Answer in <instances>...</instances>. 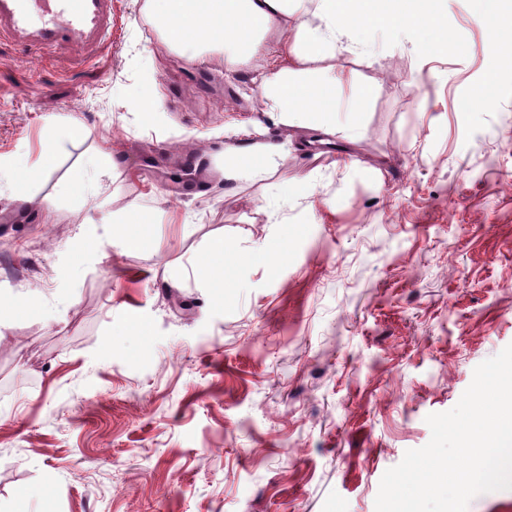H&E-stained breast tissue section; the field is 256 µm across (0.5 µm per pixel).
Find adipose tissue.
Returning <instances> with one entry per match:
<instances>
[{
  "mask_svg": "<svg viewBox=\"0 0 512 512\" xmlns=\"http://www.w3.org/2000/svg\"><path fill=\"white\" fill-rule=\"evenodd\" d=\"M440 0H142L141 13L171 51L213 49L233 69L266 48L269 34H279L282 64L265 68L258 89L265 111L282 123L330 133L338 113L357 119L363 110L345 96L347 77L337 58L357 53V26L375 31H409L430 51L449 52L454 44L439 24ZM57 143L47 137L43 159L0 160V179L19 191L38 180ZM281 144L250 141L233 148L224 166L229 181L266 179L277 167Z\"/></svg>",
  "mask_w": 512,
  "mask_h": 512,
  "instance_id": "adipose-tissue-1",
  "label": "adipose tissue"
}]
</instances>
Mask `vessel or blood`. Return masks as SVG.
<instances>
[{"instance_id":"1","label":"vessel or blood","mask_w":512,"mask_h":512,"mask_svg":"<svg viewBox=\"0 0 512 512\" xmlns=\"http://www.w3.org/2000/svg\"><path fill=\"white\" fill-rule=\"evenodd\" d=\"M113 0H0V38L42 53L72 45L96 57L112 40Z\"/></svg>"}]
</instances>
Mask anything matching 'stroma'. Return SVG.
Returning a JSON list of instances; mask_svg holds the SVG:
<instances>
[{
  "label": "stroma",
  "instance_id": "35a3bbf8",
  "mask_svg": "<svg viewBox=\"0 0 512 512\" xmlns=\"http://www.w3.org/2000/svg\"><path fill=\"white\" fill-rule=\"evenodd\" d=\"M443 9L453 52L337 60L366 103L322 137L263 112L270 53L187 60L138 0L90 63L0 41V158L62 134L34 204L0 181V512H375L512 344V75L473 0ZM259 136L288 145L274 180L225 181ZM94 154L117 166L73 203ZM96 166L97 159H88L84 164V172L74 177L67 185L66 189L74 199L86 201L89 197L95 195L94 186L87 177V174L89 171L95 169Z\"/></svg>",
  "mask_w": 512,
  "mask_h": 512
}]
</instances>
